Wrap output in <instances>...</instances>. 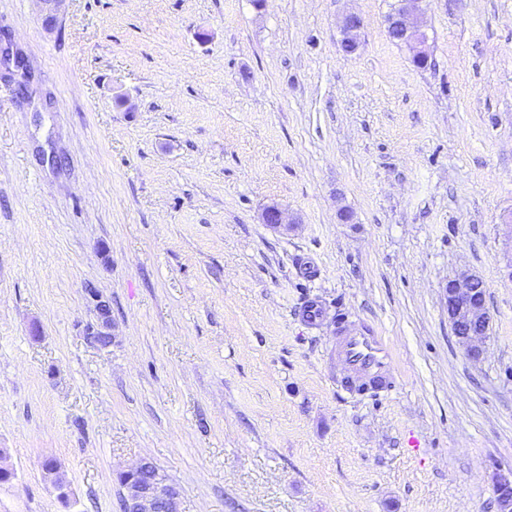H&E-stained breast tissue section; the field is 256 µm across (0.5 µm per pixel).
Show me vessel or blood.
<instances>
[{"label": "vessel or blood", "instance_id": "1", "mask_svg": "<svg viewBox=\"0 0 512 512\" xmlns=\"http://www.w3.org/2000/svg\"><path fill=\"white\" fill-rule=\"evenodd\" d=\"M334 353L342 372L341 388L361 390L375 396L394 390L391 346L375 325L364 323L337 328Z\"/></svg>", "mask_w": 512, "mask_h": 512}]
</instances>
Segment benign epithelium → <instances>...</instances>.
<instances>
[{"label":"benign epithelium","mask_w":512,"mask_h":512,"mask_svg":"<svg viewBox=\"0 0 512 512\" xmlns=\"http://www.w3.org/2000/svg\"><path fill=\"white\" fill-rule=\"evenodd\" d=\"M422 2L398 0L396 10L388 18L390 27L409 38L413 46L414 64L418 67L425 66L428 61L426 34L421 24ZM341 28L350 52H355L359 47L361 19L355 14H349L343 18ZM444 291L453 335L467 355L477 360L483 355V342L491 324L486 288L478 277L464 273L448 280ZM86 297L98 317V326L88 330L86 342L93 347H104L112 341V336L106 332L112 324L110 303L93 288L86 289ZM147 469L148 461L143 460L136 467L118 474V480L125 488L122 512H181L178 488L157 473L147 479L143 478ZM45 478L60 500L69 499L68 486L58 471L47 473ZM495 492L499 512H512V476L497 480Z\"/></svg>","instance_id":"7a95c632"}]
</instances>
